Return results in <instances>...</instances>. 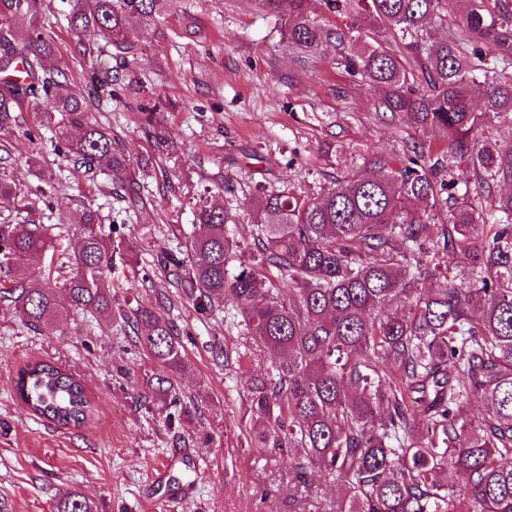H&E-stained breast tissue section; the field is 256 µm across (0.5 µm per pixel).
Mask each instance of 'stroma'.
I'll return each instance as SVG.
<instances>
[{
  "instance_id": "1",
  "label": "stroma",
  "mask_w": 512,
  "mask_h": 512,
  "mask_svg": "<svg viewBox=\"0 0 512 512\" xmlns=\"http://www.w3.org/2000/svg\"><path fill=\"white\" fill-rule=\"evenodd\" d=\"M311 9L323 23L398 39L369 25L355 0H344L339 15L316 2ZM68 10L66 0H51L48 33L53 61L72 86L86 90L96 73L122 65L142 88L99 91L87 112L126 153L143 203L130 205L105 175L74 166L56 125H39L29 101L22 116L38 132L31 140L0 133L10 149L0 168L25 188L50 178L39 211L57 253L72 252L75 219L86 209L133 246L112 268V300L155 304L174 320L186 368L172 381L198 411L170 424L142 406V380L158 367L121 324L73 311L48 335L0 303V500L10 512H53L58 495L76 488L100 512H334L340 485L305 488L293 474L296 451L246 445L253 427L246 386L267 373L270 357L250 353L245 330L225 326L223 313L196 311L158 260L179 253L199 201L235 209L228 231L243 241L262 191L319 194L377 158L428 146L433 133L405 113L377 111L379 92L346 68L341 51L304 58L289 48L281 16L262 0H187L185 12L132 21L133 48L122 60L100 33L74 34ZM85 44L94 55L81 54ZM218 348L226 361L214 360ZM34 360L84 381L95 404L89 425L60 428L22 403L14 381Z\"/></svg>"
}]
</instances>
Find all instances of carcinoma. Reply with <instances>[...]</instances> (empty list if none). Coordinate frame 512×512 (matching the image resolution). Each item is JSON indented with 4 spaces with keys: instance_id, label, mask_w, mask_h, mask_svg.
<instances>
[{
    "instance_id": "obj_1",
    "label": "carcinoma",
    "mask_w": 512,
    "mask_h": 512,
    "mask_svg": "<svg viewBox=\"0 0 512 512\" xmlns=\"http://www.w3.org/2000/svg\"><path fill=\"white\" fill-rule=\"evenodd\" d=\"M183 0H70L67 20L81 34L96 30L130 49L129 21H154ZM281 13L291 47L316 55L327 46L371 87L376 108L406 112L434 130L437 147L394 164L373 161V174L352 170L336 187L309 197L264 192L254 202L252 240L226 233L237 215L201 206L185 236L186 258L167 257L172 284L196 310L231 302L258 351L275 357L274 372L247 386L255 422L252 448H294V476L308 488L329 479L345 486L336 512H512V194L485 209L452 193L451 171L467 159L475 193L512 184V148L475 143L488 118L512 114V3L495 14L484 0H357L372 20L401 35L385 46L325 26L309 15L312 0H263ZM0 131L19 126L24 100L40 116H60L69 157L87 171H108L138 198L136 172L103 127L86 119L87 99L45 62L38 0H0ZM459 16L453 41L435 30ZM494 52H489V49ZM482 80L481 107L471 84ZM27 212L22 224L0 222V302L50 332L73 309L121 321L159 368H185L179 332L159 307L112 303L107 272L131 247L114 243L85 210L73 253L50 260L46 282L26 286L21 261L53 248L51 227L32 219L33 205L13 177L0 174V208ZM250 252V262L239 253ZM460 253L469 270L421 294L420 282L440 261ZM430 257L422 263L420 255ZM411 301L407 313L386 310ZM16 391L36 414L75 428L92 418L81 381L47 361L29 363ZM152 400L179 398L162 374L146 380ZM486 407L479 420L467 401ZM425 431L418 432L419 425ZM456 476L462 498L448 484ZM55 512H99L71 489Z\"/></svg>"
}]
</instances>
